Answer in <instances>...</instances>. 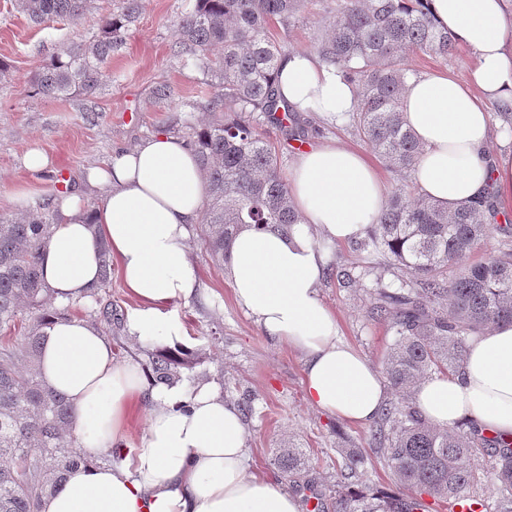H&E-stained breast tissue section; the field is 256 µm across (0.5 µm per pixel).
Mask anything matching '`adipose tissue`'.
<instances>
[{
    "mask_svg": "<svg viewBox=\"0 0 512 512\" xmlns=\"http://www.w3.org/2000/svg\"><path fill=\"white\" fill-rule=\"evenodd\" d=\"M429 9L472 60L459 71L407 75L403 112L422 146L412 177L421 195L449 208L492 198L495 212L485 221L502 222L512 205V156L491 152V111L512 112V0H429ZM277 85L294 112L341 123L358 109L354 87L312 53L288 52ZM87 180L104 189L98 205L74 193L52 202L61 219L40 264L54 304L86 301L96 288L100 236L136 303L126 316L128 333L187 346L168 307L198 287L190 242L207 184L194 149L155 134L90 170ZM288 188L300 214L289 234L246 228L231 242L234 301L267 336L300 351L312 406L372 422L385 387L338 336L319 294L326 256L313 234L339 243L362 237L382 210L386 184L365 153L329 138L297 156ZM37 370L46 387L71 402L70 427L89 457L65 473L40 512H299L293 493L250 472L242 416L210 385L151 381L139 366L117 362L111 341L92 323L69 316L45 327ZM141 401L150 410L133 448L127 430ZM413 401L438 428L468 422L485 435L512 437V324L477 336L459 371L423 380ZM102 452L117 463L97 462Z\"/></svg>",
    "mask_w": 512,
    "mask_h": 512,
    "instance_id": "ef3b65f1",
    "label": "adipose tissue"
}]
</instances>
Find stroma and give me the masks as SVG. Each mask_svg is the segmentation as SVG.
Here are the masks:
<instances>
[{"instance_id": "obj_1", "label": "stroma", "mask_w": 512, "mask_h": 512, "mask_svg": "<svg viewBox=\"0 0 512 512\" xmlns=\"http://www.w3.org/2000/svg\"><path fill=\"white\" fill-rule=\"evenodd\" d=\"M191 0H144V7L124 44L106 65L107 77L95 94L49 99L30 94L28 80L61 47L98 33L103 18L118 10L122 0H90L75 22L32 24L19 13L14 0H0V59L11 66L12 77L0 81V214L17 215L25 194L26 206L35 209L47 195L71 187L84 193L88 204L100 194L88 190L84 174L110 156L126 151L156 133L181 135L185 122L213 120L203 105L214 93L209 76L182 65L174 57L175 25ZM336 0H317L313 10L299 14L290 27L276 24L273 37L289 49L312 51L313 38L325 10ZM169 85L173 94L155 102L156 86ZM200 107L189 110L188 99ZM303 141L291 135L290 125H264L263 137L290 168L298 152L318 140L337 136L355 149L363 143L349 126L325 123L308 114ZM43 150L47 169H27L30 150ZM327 277L319 293L336 316L340 339L356 349L373 366H381L393 336L385 324L372 320L367 309L372 277L350 288L339 287L335 269L379 262L375 253H361L353 244L327 246ZM190 259L200 287L188 301L170 306L182 321L192 351L201 361L184 372L187 387L213 385L225 400L249 399L246 445L252 471L277 479L272 449L295 446L307 451L314 475L327 485L336 483L339 451L353 448L365 459L359 487L388 488L394 479L380 453L371 446L369 427L341 420L311 406L304 391L303 358L298 350L267 336L235 303L229 267L216 265L202 237H194Z\"/></svg>"}]
</instances>
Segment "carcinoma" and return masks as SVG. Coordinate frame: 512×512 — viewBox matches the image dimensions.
Returning a JSON list of instances; mask_svg holds the SVG:
<instances>
[{
    "instance_id": "1",
    "label": "carcinoma",
    "mask_w": 512,
    "mask_h": 512,
    "mask_svg": "<svg viewBox=\"0 0 512 512\" xmlns=\"http://www.w3.org/2000/svg\"><path fill=\"white\" fill-rule=\"evenodd\" d=\"M89 0H15L16 9L41 25L76 20ZM314 0H194L176 25V55L215 79L207 101L224 116L188 127L209 192L201 223L212 260L224 264L233 236L244 227L288 234L300 216L289 196L278 156L263 139L262 121L283 122L276 85L288 46L271 38L276 21L288 27ZM142 0H124L107 15L89 42L53 56L34 76L32 92L45 98L91 95L104 66L137 21ZM315 53L340 70L357 92L350 125L359 139L397 170H412L420 154L401 111L407 53L446 58L456 49L424 0H336L327 11ZM60 215L51 202L24 217L0 218V327L25 323L17 342L0 340V512H39L66 471L87 461L69 431L72 407L47 388L36 368L43 329L57 315L41 283L40 249ZM512 238V224H488L479 204L443 208L416 189L397 186L387 195L361 250L383 253L388 267L404 269L389 284L375 276L371 318L387 323L394 339L382 363L393 397L370 430L373 447L385 455L403 493L377 495L349 490L361 458L346 451L336 491L326 493L312 478L297 448H273L274 465L304 493L311 512H429L431 505H481L482 512H512V440L487 436L475 427L435 428L421 417L412 393L426 378L452 375L474 336L512 323V244L483 261L463 260L492 230ZM102 258L98 288L111 283L107 245L96 238ZM373 268L336 272L348 288ZM196 360L170 351L152 357L147 376L159 383L182 379ZM430 497L433 504L425 502Z\"/></svg>"
}]
</instances>
